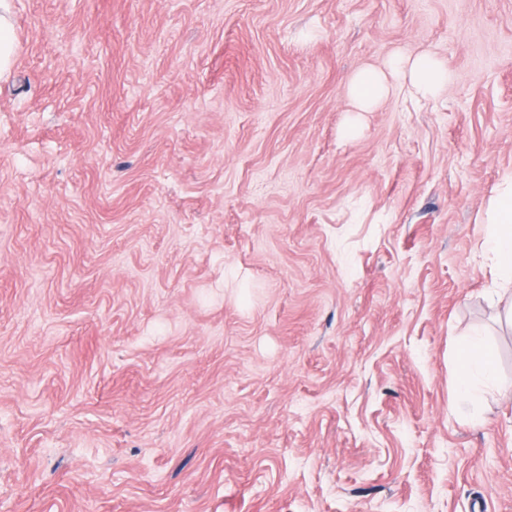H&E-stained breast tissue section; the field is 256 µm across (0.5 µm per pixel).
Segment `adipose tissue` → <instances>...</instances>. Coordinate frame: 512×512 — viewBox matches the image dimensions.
<instances>
[{
    "mask_svg": "<svg viewBox=\"0 0 512 512\" xmlns=\"http://www.w3.org/2000/svg\"><path fill=\"white\" fill-rule=\"evenodd\" d=\"M449 80L447 67L432 54L423 53L411 59L396 56L390 59L386 69L366 66L358 70L350 81L349 94L354 111L366 112L397 88H407L420 97H432ZM482 248L493 261V276L505 283L512 282V175L505 179L492 200ZM456 370L460 378L458 394L464 400L475 399L480 387L495 382L496 355L481 331H471L459 349Z\"/></svg>",
    "mask_w": 512,
    "mask_h": 512,
    "instance_id": "ef3b65f1",
    "label": "adipose tissue"
}]
</instances>
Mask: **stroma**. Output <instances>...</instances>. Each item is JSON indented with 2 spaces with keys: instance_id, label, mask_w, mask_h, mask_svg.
<instances>
[{
  "instance_id": "stroma-1",
  "label": "stroma",
  "mask_w": 512,
  "mask_h": 512,
  "mask_svg": "<svg viewBox=\"0 0 512 512\" xmlns=\"http://www.w3.org/2000/svg\"><path fill=\"white\" fill-rule=\"evenodd\" d=\"M0 512H512V0H12ZM452 74L350 109L396 52ZM483 329L499 388L455 392ZM488 220L482 248L493 261L491 273L504 284L512 283V175L497 190Z\"/></svg>"
}]
</instances>
